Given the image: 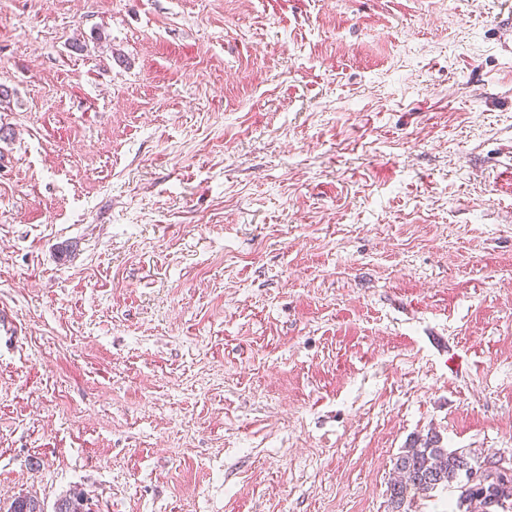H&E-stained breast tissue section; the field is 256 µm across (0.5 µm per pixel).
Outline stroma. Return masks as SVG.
Masks as SVG:
<instances>
[{
	"label": "stroma",
	"instance_id": "obj_1",
	"mask_svg": "<svg viewBox=\"0 0 512 512\" xmlns=\"http://www.w3.org/2000/svg\"><path fill=\"white\" fill-rule=\"evenodd\" d=\"M0 84V507L388 512L416 438L512 460L504 0H0Z\"/></svg>",
	"mask_w": 512,
	"mask_h": 512
}]
</instances>
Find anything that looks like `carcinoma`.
<instances>
[{"instance_id": "obj_1", "label": "carcinoma", "mask_w": 512, "mask_h": 512, "mask_svg": "<svg viewBox=\"0 0 512 512\" xmlns=\"http://www.w3.org/2000/svg\"><path fill=\"white\" fill-rule=\"evenodd\" d=\"M489 461L471 451L448 450L436 435L418 438L394 462L399 479L390 483L388 512H410L417 495L427 497L442 488L458 492L455 512H494L492 504L502 502L512 509V469L495 471L492 478L470 484L463 479V468ZM7 512H42L40 501L16 497ZM58 512H85L84 495L73 491L59 499Z\"/></svg>"}]
</instances>
